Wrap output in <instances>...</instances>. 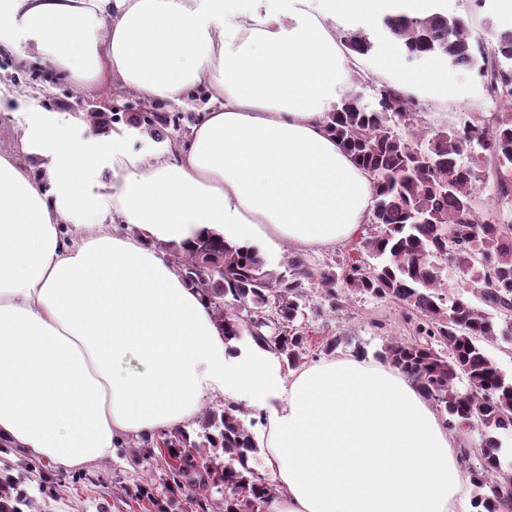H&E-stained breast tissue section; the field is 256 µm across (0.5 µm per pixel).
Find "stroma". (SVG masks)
Segmentation results:
<instances>
[{
    "label": "stroma",
    "mask_w": 512,
    "mask_h": 512,
    "mask_svg": "<svg viewBox=\"0 0 512 512\" xmlns=\"http://www.w3.org/2000/svg\"><path fill=\"white\" fill-rule=\"evenodd\" d=\"M440 8L446 15L459 17L488 41L494 40L505 26L494 0H442ZM451 76L458 96L438 106H427L424 117L429 132L459 124L464 118L478 120L490 113L487 95L476 73L455 69ZM48 96L56 101L54 109H45L43 105ZM75 102L68 86L42 87L22 108L0 112V150L13 151L23 130L45 114L64 127L73 140L82 141L84 133L73 110ZM111 116L109 109H101L97 121L105 140L97 154L99 165L107 164L112 150L110 139L116 131L126 132L129 149L146 152L157 148V141L148 134L127 121H112ZM297 324L316 342L327 336L341 337V344L333 352L337 358L349 355L358 346L375 354L387 337L412 335L414 327L400 302L353 294L342 309L334 311L316 288L308 289ZM135 454V449L120 447L110 459L65 468L48 459L5 448L0 450V468L9 465L14 473L22 475L20 487L34 497L36 512H157L149 502H135L124 493L126 487L143 478V466L135 462Z\"/></svg>",
    "instance_id": "1"
}]
</instances>
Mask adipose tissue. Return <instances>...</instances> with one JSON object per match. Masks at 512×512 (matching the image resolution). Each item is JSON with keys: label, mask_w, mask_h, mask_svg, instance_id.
Segmentation results:
<instances>
[{"label": "adipose tissue", "mask_w": 512, "mask_h": 512, "mask_svg": "<svg viewBox=\"0 0 512 512\" xmlns=\"http://www.w3.org/2000/svg\"><path fill=\"white\" fill-rule=\"evenodd\" d=\"M438 0H0V45L76 92L117 80L150 102L212 101L184 142L151 152L112 135L96 191L88 144L45 119L0 153V447L75 466L127 436L192 420L214 395L266 413L277 491L267 512H474L454 435L398 371L350 355L281 375L231 352L160 245L216 233L306 251L355 237L375 179L330 131L360 53L333 20L429 14ZM384 69L427 99L442 79Z\"/></svg>", "instance_id": "ef3b65f1"}]
</instances>
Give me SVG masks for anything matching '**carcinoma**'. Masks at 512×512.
<instances>
[{
    "instance_id": "cac0c4a2",
    "label": "carcinoma",
    "mask_w": 512,
    "mask_h": 512,
    "mask_svg": "<svg viewBox=\"0 0 512 512\" xmlns=\"http://www.w3.org/2000/svg\"><path fill=\"white\" fill-rule=\"evenodd\" d=\"M387 27L412 60H442L453 68L476 72L491 94L512 98V27L486 45L463 23L448 31V16L436 11L422 18L384 16ZM349 48L373 49L362 30L347 33ZM378 105L365 109L347 95L329 113L336 138L377 179L378 192L369 216L370 233L361 248L374 264L312 267L300 256L288 257L289 277L266 269L257 251L240 250L212 235L197 239L188 251L168 253L183 279L209 302L227 341L247 336L287 367H298L310 353V339L293 330L308 287L317 286L331 308L352 293L397 300L419 320L411 340L391 338L377 357L392 366L445 416L451 431L481 428L474 448L459 449V461L473 486L472 507L486 506L484 489L512 499V460L501 436H512V377L503 373L484 344L503 336L512 341V231L491 222L476 207L481 179L461 163L470 143L480 145L474 157L494 169L512 167V112L487 120L466 121L459 128L429 134L416 98L391 84L377 92ZM180 116L147 121L127 113L129 123L162 141ZM402 126L403 136L392 123ZM465 277L477 294L454 298L440 293L448 268ZM465 386H459L460 382ZM228 403L206 411L201 431L191 437L182 427L143 438L149 447L143 460L161 466L164 491L200 489L195 512H259L274 492L270 480L253 469L258 453L251 431L257 423ZM20 478L0 477V512H28L33 499L19 489ZM164 512L155 485L146 480L126 490Z\"/></svg>"
}]
</instances>
